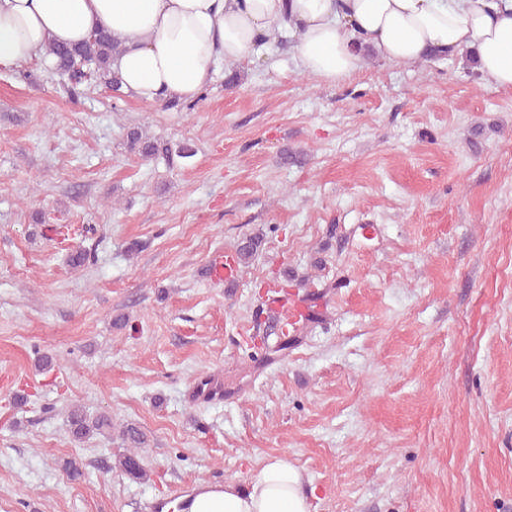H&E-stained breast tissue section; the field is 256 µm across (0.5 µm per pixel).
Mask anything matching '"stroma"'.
Returning <instances> with one entry per match:
<instances>
[{
    "mask_svg": "<svg viewBox=\"0 0 512 512\" xmlns=\"http://www.w3.org/2000/svg\"><path fill=\"white\" fill-rule=\"evenodd\" d=\"M296 43L190 112L0 71V512H150L274 457L313 512H512V89L464 50L329 83ZM274 279L311 311L284 350ZM75 406L111 431L75 440ZM122 437L130 450L119 459V468L132 478L143 479L147 473L142 465L138 449L144 447L145 436L136 427L127 426L122 431Z\"/></svg>",
    "mask_w": 512,
    "mask_h": 512,
    "instance_id": "35a3bbf8",
    "label": "stroma"
}]
</instances>
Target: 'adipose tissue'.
Here are the masks:
<instances>
[{"instance_id":"obj_1","label":"adipose tissue","mask_w":512,"mask_h":512,"mask_svg":"<svg viewBox=\"0 0 512 512\" xmlns=\"http://www.w3.org/2000/svg\"><path fill=\"white\" fill-rule=\"evenodd\" d=\"M287 25L302 69L327 82L356 71L368 50L415 63L469 49L489 81L512 88V0H0V69L105 28L121 42L112 68L124 92L191 102L219 62L240 61ZM310 497L302 472L275 458L248 488L207 485L188 512H311Z\"/></svg>"}]
</instances>
